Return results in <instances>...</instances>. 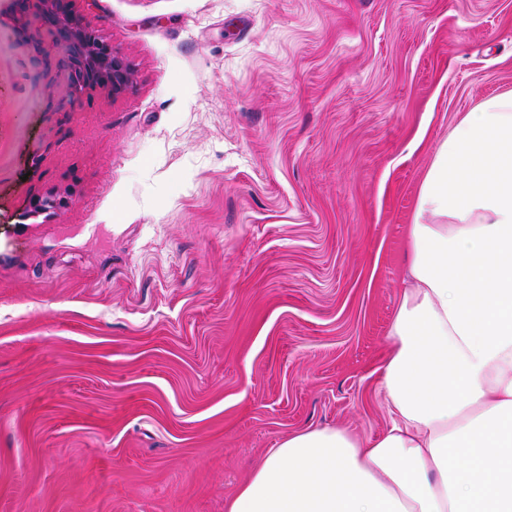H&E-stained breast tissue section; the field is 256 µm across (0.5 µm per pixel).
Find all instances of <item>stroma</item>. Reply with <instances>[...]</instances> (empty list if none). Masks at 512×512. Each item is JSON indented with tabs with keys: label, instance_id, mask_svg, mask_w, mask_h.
I'll return each instance as SVG.
<instances>
[{
	"label": "stroma",
	"instance_id": "stroma-1",
	"mask_svg": "<svg viewBox=\"0 0 512 512\" xmlns=\"http://www.w3.org/2000/svg\"><path fill=\"white\" fill-rule=\"evenodd\" d=\"M75 7L135 82L60 112L0 0V512H226L288 435L388 428L406 226L512 92V0Z\"/></svg>",
	"mask_w": 512,
	"mask_h": 512
}]
</instances>
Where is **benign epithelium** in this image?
Listing matches in <instances>:
<instances>
[{
  "mask_svg": "<svg viewBox=\"0 0 512 512\" xmlns=\"http://www.w3.org/2000/svg\"><path fill=\"white\" fill-rule=\"evenodd\" d=\"M75 0H26L32 4L27 25L45 29L55 48L64 54L69 98L103 87L118 96L134 86V71L125 58L96 32L84 25Z\"/></svg>",
  "mask_w": 512,
  "mask_h": 512,
  "instance_id": "benign-epithelium-1",
  "label": "benign epithelium"
}]
</instances>
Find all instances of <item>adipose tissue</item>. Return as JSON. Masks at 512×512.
Listing matches in <instances>:
<instances>
[{
  "label": "adipose tissue",
  "instance_id": "ef3b65f1",
  "mask_svg": "<svg viewBox=\"0 0 512 512\" xmlns=\"http://www.w3.org/2000/svg\"><path fill=\"white\" fill-rule=\"evenodd\" d=\"M379 437L303 430L227 512H512V94L440 143L407 227Z\"/></svg>",
  "mask_w": 512,
  "mask_h": 512
}]
</instances>
